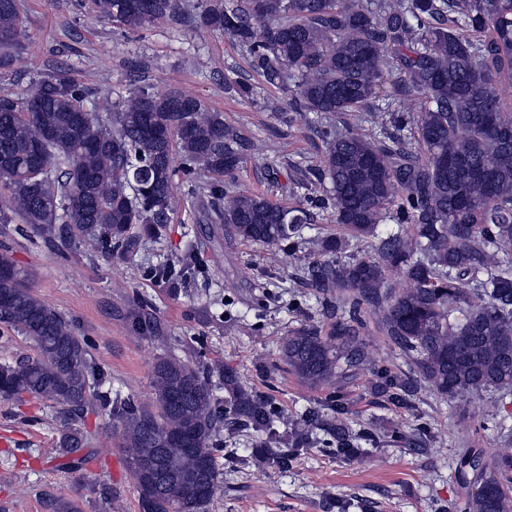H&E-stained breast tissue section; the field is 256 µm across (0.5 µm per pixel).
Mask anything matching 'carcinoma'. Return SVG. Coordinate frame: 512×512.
<instances>
[{
	"label": "carcinoma",
	"mask_w": 512,
	"mask_h": 512,
	"mask_svg": "<svg viewBox=\"0 0 512 512\" xmlns=\"http://www.w3.org/2000/svg\"><path fill=\"white\" fill-rule=\"evenodd\" d=\"M79 6L137 29L179 17L182 3ZM195 23L243 47L268 85L286 91L293 84V111L347 117L349 130L323 132L322 157L308 175L329 182L318 202L351 238L377 239L375 252L344 261L350 238L311 241L319 259L308 263V287L335 322L326 338L313 324L286 337L283 368L317 390L366 367L376 395L397 409L412 407L425 387L447 396L511 390L512 102L505 87L512 86V0H203ZM25 29L19 0H0L1 67L20 60ZM87 98L61 69L24 96H0L3 236L25 229L47 245L79 243L125 259L160 238L178 203V178L190 197L207 192L208 223L271 251H300L311 213L234 189L255 145L223 113L180 91L146 87L118 102L100 97L91 108ZM401 101L419 105L409 116L413 139L358 131L369 114ZM46 133L51 139L37 154ZM392 207L415 226L413 237L379 235ZM393 270L408 287L387 286ZM151 274L170 282L192 269L169 262ZM30 280L3 246L0 328L24 335L37 355L0 361V398L28 395L53 405L65 427L63 468L71 471L91 453L85 415L97 406L119 419L140 512H205L221 488L226 427L260 434L254 457L282 470L316 445L352 458L376 441L350 424L336 398L307 408L303 427L282 431L273 394L230 368L172 352L153 366L149 402L111 399L84 338ZM364 307L413 360V372L393 373L371 357L359 336ZM427 435L417 424L384 440L410 447ZM459 469L479 488L461 512H512V456L488 465L470 450Z\"/></svg>",
	"instance_id": "obj_1"
}]
</instances>
